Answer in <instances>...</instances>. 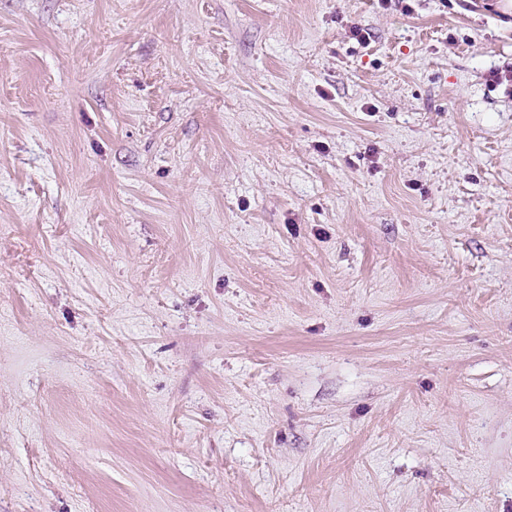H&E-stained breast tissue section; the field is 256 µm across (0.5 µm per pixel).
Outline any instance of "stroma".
<instances>
[{"label": "stroma", "instance_id": "35a3bbf8", "mask_svg": "<svg viewBox=\"0 0 512 512\" xmlns=\"http://www.w3.org/2000/svg\"><path fill=\"white\" fill-rule=\"evenodd\" d=\"M512 0H0V512H512Z\"/></svg>", "mask_w": 512, "mask_h": 512}]
</instances>
